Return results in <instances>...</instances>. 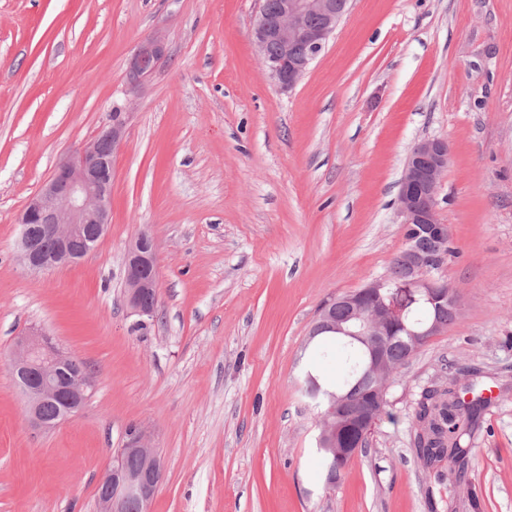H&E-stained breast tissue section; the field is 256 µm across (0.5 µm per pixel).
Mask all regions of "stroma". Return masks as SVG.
I'll return each mask as SVG.
<instances>
[{
  "label": "stroma",
  "instance_id": "obj_1",
  "mask_svg": "<svg viewBox=\"0 0 512 512\" xmlns=\"http://www.w3.org/2000/svg\"><path fill=\"white\" fill-rule=\"evenodd\" d=\"M258 0H0V512H96L129 428L164 463L147 512H512V0H352L288 91L251 40ZM158 35L165 57L127 72ZM126 132L111 224L81 262L29 272L16 216L115 105ZM447 140L438 193L463 303L390 379L364 451L333 484L300 393L324 302L405 245L411 149ZM152 237L158 307L124 302L128 244ZM44 328L95 372L83 410L34 429L8 369ZM493 391L455 489L414 445L448 365ZM165 56V45L160 36L143 40L135 49L128 70V83L134 88L147 78Z\"/></svg>",
  "mask_w": 512,
  "mask_h": 512
}]
</instances>
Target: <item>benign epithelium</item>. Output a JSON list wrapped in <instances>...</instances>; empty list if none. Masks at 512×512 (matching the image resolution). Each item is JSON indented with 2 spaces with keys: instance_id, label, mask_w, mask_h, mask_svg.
I'll use <instances>...</instances> for the list:
<instances>
[{
  "instance_id": "obj_1",
  "label": "benign epithelium",
  "mask_w": 512,
  "mask_h": 512,
  "mask_svg": "<svg viewBox=\"0 0 512 512\" xmlns=\"http://www.w3.org/2000/svg\"><path fill=\"white\" fill-rule=\"evenodd\" d=\"M341 16L336 0H278L275 8L259 10L252 40L268 75L283 89L294 87L335 31ZM165 56L159 36L143 40L135 49L128 70V83L139 86ZM126 107L119 106L100 134L61 160L38 192L20 210L16 242L23 265L37 274L48 268L74 263L94 250L111 224L114 160L122 147ZM450 150L443 139H425L410 152L399 181L397 209L405 230V278L399 288H421L435 308L449 303L455 313L461 304L448 298V283L433 273L441 259V247L450 241L448 225L441 222L437 197L442 176L448 169ZM158 260L152 239L139 235L126 250L125 297L131 313L146 319L155 317ZM445 328L435 317L421 332L404 323V309L389 290L387 278L371 280L363 288L324 305L312 334L330 330L352 336L368 349L371 365L388 359L393 332L410 337L413 355L431 337ZM9 370L21 388L30 424L38 429L57 425L42 415L47 403L62 406L64 417L77 414L84 406L95 378L76 357L52 336L30 327L15 337ZM370 402L358 399L355 388L328 399L326 415L364 433L382 415L386 389L373 390ZM319 443L338 459L331 474L334 481L342 464L356 456L361 442L344 439L336 430L321 428ZM163 476V463L151 448L149 437L138 431L112 459L111 468L99 483L98 512H126L131 501L146 505L153 498Z\"/></svg>"
}]
</instances>
